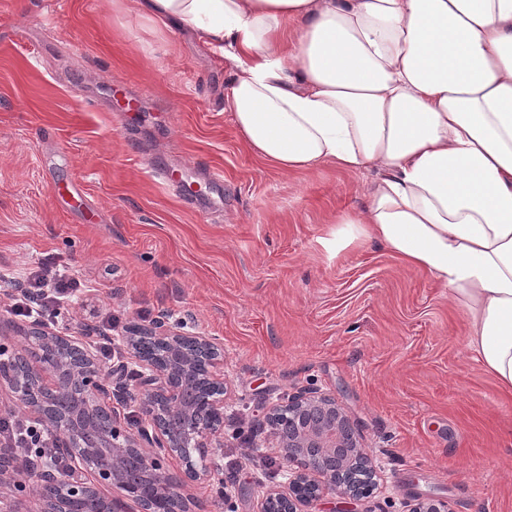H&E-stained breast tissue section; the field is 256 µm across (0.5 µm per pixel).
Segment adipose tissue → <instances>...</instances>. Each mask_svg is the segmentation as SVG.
Wrapping results in <instances>:
<instances>
[{
	"instance_id": "ef3b65f1",
	"label": "adipose tissue",
	"mask_w": 512,
	"mask_h": 512,
	"mask_svg": "<svg viewBox=\"0 0 512 512\" xmlns=\"http://www.w3.org/2000/svg\"><path fill=\"white\" fill-rule=\"evenodd\" d=\"M233 62V121L284 170L376 171L322 238L448 288L512 392V0H137Z\"/></svg>"
}]
</instances>
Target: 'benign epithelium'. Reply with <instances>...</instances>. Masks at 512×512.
<instances>
[{"instance_id": "obj_1", "label": "benign epithelium", "mask_w": 512, "mask_h": 512, "mask_svg": "<svg viewBox=\"0 0 512 512\" xmlns=\"http://www.w3.org/2000/svg\"><path fill=\"white\" fill-rule=\"evenodd\" d=\"M0 329L21 337L19 359L25 365L22 375L0 368V393L6 392L12 407L55 433L71 459L66 477L58 476L47 462L37 482L28 486L22 449L0 447V512H68L67 503L86 498L103 502L107 512H205L206 503L191 492L199 485H216L222 496L229 497L224 485V345L216 338L189 330L183 322L156 317L123 333L118 355L104 368L97 345L79 342L65 327L3 321ZM142 336L166 343L185 374L192 371L196 358L185 344L206 354L208 379L217 393L200 408L189 405L173 368L139 354ZM77 342L83 365L75 376L82 393L109 418L94 445L88 444L79 417L59 421L48 405L59 394L64 371L58 348ZM116 395L136 404L141 415L137 425L124 426L117 419ZM267 416L272 445L282 460L283 481L265 491L258 512H303V505L328 495L338 497L342 512H352L360 495L338 481L336 449H358L360 444L352 422L334 399L319 391L302 392L285 405L272 406ZM130 450L138 452L142 468L159 489L156 497H147L138 481L127 476L122 459ZM169 458L182 465L179 485L164 466ZM302 486L311 493L299 494Z\"/></svg>"}]
</instances>
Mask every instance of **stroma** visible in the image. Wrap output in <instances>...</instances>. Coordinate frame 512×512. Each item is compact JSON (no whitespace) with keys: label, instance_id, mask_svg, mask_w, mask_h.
Here are the masks:
<instances>
[{"label":"stroma","instance_id":"1","mask_svg":"<svg viewBox=\"0 0 512 512\" xmlns=\"http://www.w3.org/2000/svg\"><path fill=\"white\" fill-rule=\"evenodd\" d=\"M233 67L135 0H0V267L52 257L90 290L72 332L167 315L224 345V426L266 436L256 399L334 398L390 490L362 512H512V395L476 361L447 289L369 241L320 244L375 172L255 157L226 103ZM192 184L189 205L146 165ZM223 170L216 185L206 168ZM217 512H257L280 457L244 456Z\"/></svg>","mask_w":512,"mask_h":512}]
</instances>
